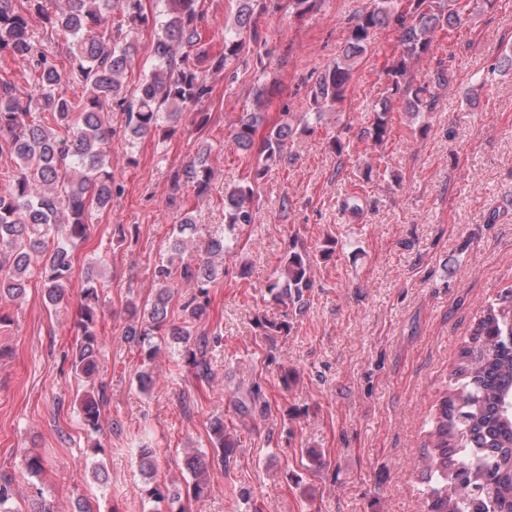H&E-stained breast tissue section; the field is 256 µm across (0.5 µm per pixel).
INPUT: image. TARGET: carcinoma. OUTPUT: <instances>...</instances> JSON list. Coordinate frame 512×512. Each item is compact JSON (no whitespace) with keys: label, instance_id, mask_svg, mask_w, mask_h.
<instances>
[{"label":"carcinoma","instance_id":"obj_1","mask_svg":"<svg viewBox=\"0 0 512 512\" xmlns=\"http://www.w3.org/2000/svg\"><path fill=\"white\" fill-rule=\"evenodd\" d=\"M166 20L160 24L153 45L154 65L133 91L124 85L133 44L115 41L114 33L128 32L148 24L142 0H62L55 13L46 11L43 0H0V51L31 58L29 15L36 13L51 30L68 43L70 75L84 85L74 101L60 93L63 74L55 60L41 55L33 61L31 80L36 96L21 101L0 89V157L16 165L12 187L0 195V295L20 298L26 291L32 268L38 269L46 297L53 307L65 301L72 275L70 246L84 240L90 229L89 216L112 202L117 188L108 160L112 142L109 113L126 116V130L135 138L156 133L167 138L176 131L183 112L210 94L209 69L229 70L238 64L249 43L260 40L262 13L257 0H236L233 26L224 27V54L213 58L202 42V13L198 0H165ZM472 0H407L406 10L397 11V0H371L350 26L339 59L317 76L302 102L303 128L318 123L327 112L344 104L353 79L356 60L377 37V31L395 25L399 31V54L385 67L387 95L382 99L366 134L376 144L391 134L393 103L419 115L431 112L434 99L429 83H415L411 64L432 50L434 36L464 28L471 15ZM266 91L255 89L253 111L239 120L233 132L237 149L255 157L249 177L224 187V233L205 241H193L197 224L185 213L180 218L167 260L154 266L156 294L149 307L132 306L133 323L127 339L147 344L145 361H152L161 344H177L184 361L200 379L210 380V341L219 337L195 335L190 323L201 319L208 306V293L224 275V258L237 252L239 231L255 223V190L272 166L285 159L288 143L297 128L287 121L256 139L265 123ZM212 146L202 145L193 160L174 177V191L187 186L202 194L209 189L212 169L208 164ZM193 245L197 255L187 253ZM311 254L291 249L283 264L268 279V294L295 314L304 311L313 287ZM196 289L183 306L184 324L168 319L175 278ZM98 289L92 269H87L80 305L81 338L73 355V368L90 378L100 354ZM258 335L286 336L291 323L256 315ZM157 336L160 342H150ZM104 387L88 390L79 401L87 426L99 428V404ZM242 416L266 415L268 405L259 392L238 401ZM211 441L221 461L229 459L240 440L232 437L224 418L210 423ZM192 482L185 490L162 492L156 487L146 494L158 502L174 505L182 493L200 497L207 486L208 468L198 454L184 460ZM420 512H512V294L485 306L458 352L448 382L436 404L423 456Z\"/></svg>","mask_w":512,"mask_h":512}]
</instances>
